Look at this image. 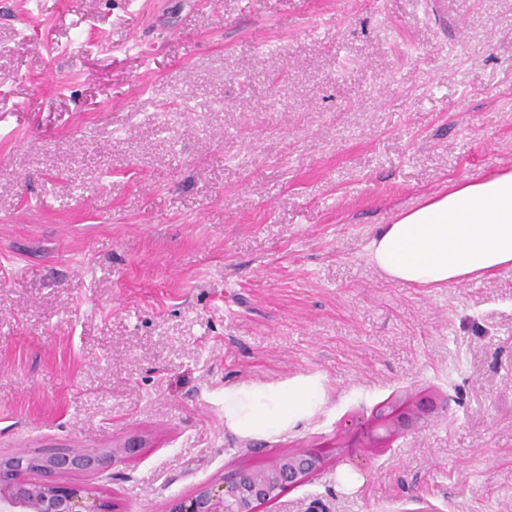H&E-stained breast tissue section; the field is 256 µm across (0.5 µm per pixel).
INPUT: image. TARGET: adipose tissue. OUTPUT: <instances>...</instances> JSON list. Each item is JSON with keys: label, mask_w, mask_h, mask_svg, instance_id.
<instances>
[{"label": "adipose tissue", "mask_w": 512, "mask_h": 512, "mask_svg": "<svg viewBox=\"0 0 512 512\" xmlns=\"http://www.w3.org/2000/svg\"><path fill=\"white\" fill-rule=\"evenodd\" d=\"M369 262L392 280L441 287L512 269V169L449 182L417 206L378 225L366 245ZM323 377L224 388V426L242 436L279 434L323 405Z\"/></svg>", "instance_id": "1"}]
</instances>
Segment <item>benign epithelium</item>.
Wrapping results in <instances>:
<instances>
[{
  "mask_svg": "<svg viewBox=\"0 0 512 512\" xmlns=\"http://www.w3.org/2000/svg\"><path fill=\"white\" fill-rule=\"evenodd\" d=\"M430 397L398 401L375 414L379 426L395 433L410 428L430 413ZM114 452L71 450L23 452L0 455V512H112V504L85 489L58 484L51 477L71 471L102 470ZM323 464L318 452L301 451L282 455L268 466L241 472L216 484H204L188 496L175 499L169 512H256L276 499L283 489L301 484ZM37 472L45 481L31 482L24 475Z\"/></svg>",
  "mask_w": 512,
  "mask_h": 512,
  "instance_id": "7a95c632",
  "label": "benign epithelium"
}]
</instances>
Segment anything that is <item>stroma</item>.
Segmentation results:
<instances>
[{"label": "stroma", "mask_w": 512, "mask_h": 512, "mask_svg": "<svg viewBox=\"0 0 512 512\" xmlns=\"http://www.w3.org/2000/svg\"><path fill=\"white\" fill-rule=\"evenodd\" d=\"M504 167L512 0H0V454L139 439L56 478L114 512L312 448L261 512H512V270L424 288L365 252ZM305 374L313 418L225 429V385ZM435 406L431 397L414 400L397 401L394 405L381 408L375 412L379 426L387 432L395 433L410 428L415 421L430 413Z\"/></svg>", "instance_id": "35a3bbf8"}]
</instances>
